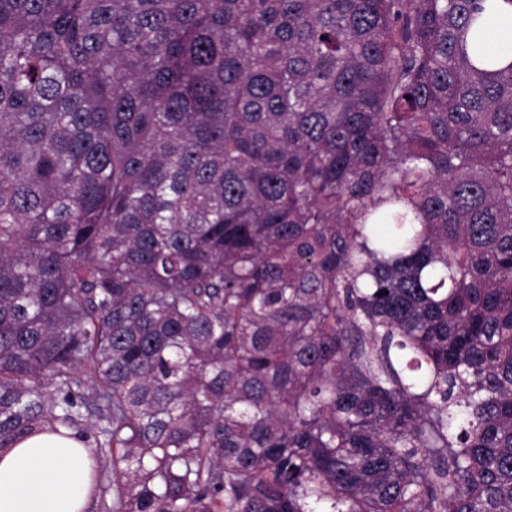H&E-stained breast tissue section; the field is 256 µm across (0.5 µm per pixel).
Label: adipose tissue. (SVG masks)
<instances>
[{
    "label": "adipose tissue",
    "mask_w": 512,
    "mask_h": 512,
    "mask_svg": "<svg viewBox=\"0 0 512 512\" xmlns=\"http://www.w3.org/2000/svg\"><path fill=\"white\" fill-rule=\"evenodd\" d=\"M512 0H492L482 31L495 66L512 62ZM88 449L72 438L44 433L0 451V512H88L92 473Z\"/></svg>",
    "instance_id": "1"
}]
</instances>
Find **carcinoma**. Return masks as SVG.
Returning <instances> with one entry per match:
<instances>
[{
	"mask_svg": "<svg viewBox=\"0 0 512 512\" xmlns=\"http://www.w3.org/2000/svg\"><path fill=\"white\" fill-rule=\"evenodd\" d=\"M483 2L0 0V450L79 434L113 512H512Z\"/></svg>",
	"mask_w": 512,
	"mask_h": 512,
	"instance_id": "cac0c4a2",
	"label": "carcinoma"
}]
</instances>
